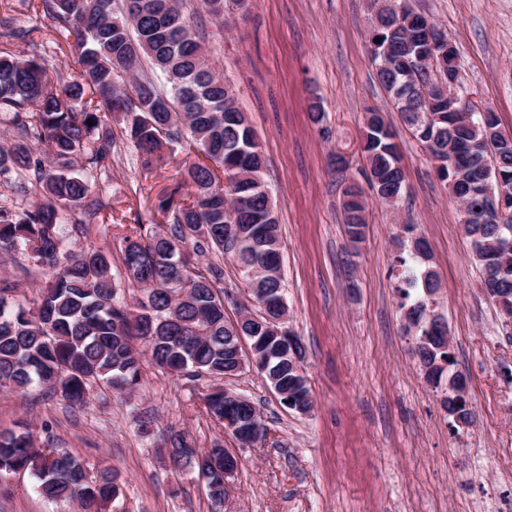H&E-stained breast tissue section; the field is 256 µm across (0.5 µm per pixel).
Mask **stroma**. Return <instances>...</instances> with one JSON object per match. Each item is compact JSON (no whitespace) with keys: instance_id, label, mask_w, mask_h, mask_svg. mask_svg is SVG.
<instances>
[{"instance_id":"stroma-1","label":"stroma","mask_w":512,"mask_h":512,"mask_svg":"<svg viewBox=\"0 0 512 512\" xmlns=\"http://www.w3.org/2000/svg\"><path fill=\"white\" fill-rule=\"evenodd\" d=\"M41 0H0V14L28 30V40L0 52L32 56L48 73L80 70L74 38L45 14ZM455 45L462 87L493 110L512 134V0H408ZM370 0H247L223 18L197 14L211 61L253 126L265 159V182L280 223L288 325L306 351L314 400L302 415L285 408L257 370L224 385L251 399L266 436L242 450L227 512H512V329L481 288L460 226L458 206L434 164L376 77ZM325 118L313 123L309 108ZM387 112L399 146L405 189L397 206L368 183L361 149L364 114ZM113 120L112 163L92 177L106 201L77 246H111L131 227L163 223L153 203L179 178L177 151L144 169ZM363 191L367 227L359 244L344 231L343 191ZM33 174L0 172V206L20 211L40 201ZM412 224L431 250L457 368L468 378L470 424L442 407L446 386L428 384L413 355L391 270L402 225ZM203 379L191 386L145 369L134 395L94 392L70 407L46 389L0 391V431L25 422L36 445L109 466L122 485L110 512H213L195 474L174 471L162 436L182 433L196 447L234 448L231 432L211 419ZM0 512H71L43 499L29 476L14 477Z\"/></svg>"}]
</instances>
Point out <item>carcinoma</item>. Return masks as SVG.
Here are the masks:
<instances>
[{
	"instance_id": "carcinoma-1",
	"label": "carcinoma",
	"mask_w": 512,
	"mask_h": 512,
	"mask_svg": "<svg viewBox=\"0 0 512 512\" xmlns=\"http://www.w3.org/2000/svg\"><path fill=\"white\" fill-rule=\"evenodd\" d=\"M50 17L72 27L81 70L53 79L35 58L0 54V110L11 114L15 143L0 146V171H31L38 178L41 202L20 212L0 207V266L21 254L38 269L41 286L27 304L11 298L17 285L0 280V389L52 390L70 405L87 404L88 390L104 387L121 394L141 385L151 359L160 370L198 382L215 381L203 397L208 414L247 419L256 408L224 412V346L238 337L266 336L282 311L259 307L240 321L227 315L220 287L222 269H202L191 253L208 248L230 258L247 288L275 297L282 282L279 224L273 204L262 193L265 161L256 134L236 105L224 77L207 59L202 38L184 12V0H43ZM379 26L370 37L373 58L386 53L390 67L377 71L379 82L404 124L434 162L439 179L456 199L479 212L488 194L498 195V179L512 184V149L498 130L497 116L485 125L479 112H450L429 101L443 98L450 59L428 54L417 60L400 34L390 30V14L377 12ZM28 37L8 15L0 16V40ZM380 42H375V38ZM123 114L124 133L151 168L179 145L195 160L171 191L158 200L171 229L138 224L123 237L122 272L112 273V247H70L61 212L70 223L88 224L108 203L92 196V184L75 168L95 170L108 162L112 144L109 116ZM93 125H88V122ZM368 181L391 206L402 198L405 175L398 145L382 112H371L364 126ZM464 149L448 158V142ZM188 191H183V187ZM345 229L358 241L367 226L359 192H343ZM483 272L491 301L512 318V262H502L512 244V210L496 222L461 223ZM394 267L407 327L415 328V356L431 365L445 361L426 382L448 378L446 412L465 417L469 410L454 393L455 357L447 326L430 318L440 288L426 265L428 251L397 241ZM135 288L132 304L121 302L118 280ZM171 460L204 478L211 500L224 496V449L196 450L181 433L168 439ZM27 473L46 500L75 506L79 512H108L119 493L110 467L93 469L69 454L34 448L24 425L0 433V478Z\"/></svg>"
}]
</instances>
